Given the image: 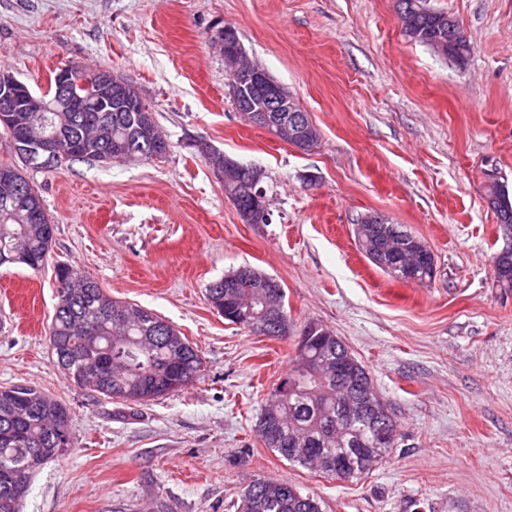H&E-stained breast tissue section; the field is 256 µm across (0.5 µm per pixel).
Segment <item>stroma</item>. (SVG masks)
Returning <instances> with one entry per match:
<instances>
[{"instance_id":"1","label":"stroma","mask_w":512,"mask_h":512,"mask_svg":"<svg viewBox=\"0 0 512 512\" xmlns=\"http://www.w3.org/2000/svg\"><path fill=\"white\" fill-rule=\"evenodd\" d=\"M471 46L452 59L401 32L397 0H0V71L41 92L80 63L129 77L171 148L160 161L35 172L57 228L47 265L0 268V387L66 404L72 446L33 476L20 512H236L259 477L324 512H512V288L487 202L512 192V0H426ZM247 55L320 133L303 152L246 122L212 39ZM260 168L272 221L243 223L198 143ZM379 213L426 242L434 280L390 277L359 251ZM153 310L197 346L183 392L109 400L55 365L56 265ZM250 265L286 291L291 332L241 330L206 287ZM339 336L397 422L396 448L343 482L266 448L257 423L304 326Z\"/></svg>"}]
</instances>
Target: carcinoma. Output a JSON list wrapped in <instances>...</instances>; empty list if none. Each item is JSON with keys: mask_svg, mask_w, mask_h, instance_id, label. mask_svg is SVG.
I'll use <instances>...</instances> for the list:
<instances>
[{"mask_svg": "<svg viewBox=\"0 0 512 512\" xmlns=\"http://www.w3.org/2000/svg\"><path fill=\"white\" fill-rule=\"evenodd\" d=\"M414 41L432 46L441 38L457 47L461 59L469 50L458 23L441 25L438 15L416 18ZM256 108L267 105L261 83L245 85L232 95ZM13 134L27 139L35 134L60 136L62 159L89 161V156L116 145L128 144L134 157L153 161L166 155L169 142L160 131H146L140 112H18ZM4 132V135L11 134ZM30 171L15 159L18 195L0 197V266L23 264L39 269L52 248L55 225L25 212L45 209L43 197ZM497 199L489 202L496 215L503 247L493 257L499 286L512 288V197L496 185ZM354 235L365 257L394 278L430 282L436 273L432 250L401 224H369L367 217L354 225ZM233 271L210 283L209 304L219 314L250 307L260 315L278 306L281 321L269 337L284 338L290 326L285 291L266 288L261 298ZM57 303L49 329V342L57 365L78 385L108 399L147 402L190 386L200 375L202 360L188 339L152 311L112 299L98 283L71 265L56 271ZM107 353L112 376L104 378L97 366L99 352ZM373 386L365 367L345 343L319 327L309 342L296 344L288 373L267 393L258 429L267 430L266 447L289 462L306 468L321 457L340 465L345 480L364 477L389 454L378 448L380 433L397 435L392 413L376 415L369 409L367 388ZM71 416L61 402L24 384L0 388V512H19L13 486L19 475L30 478L48 460L61 455L60 438L71 440ZM240 512H322L315 496L297 486L258 478L243 490Z\"/></svg>", "mask_w": 512, "mask_h": 512, "instance_id": "obj_1", "label": "carcinoma"}]
</instances>
